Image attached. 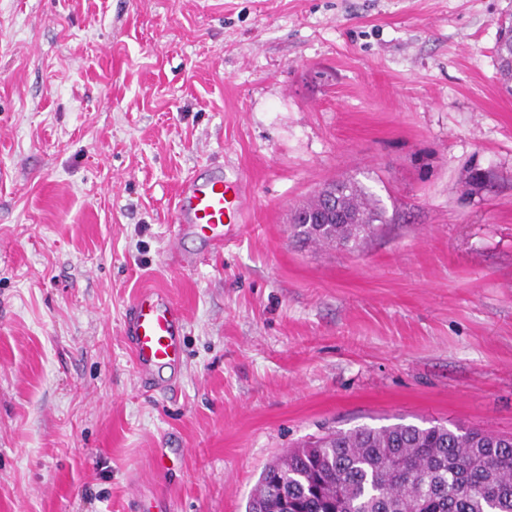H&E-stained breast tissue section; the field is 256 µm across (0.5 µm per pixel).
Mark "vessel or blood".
Instances as JSON below:
<instances>
[{"label": "vessel or blood", "mask_w": 512, "mask_h": 512, "mask_svg": "<svg viewBox=\"0 0 512 512\" xmlns=\"http://www.w3.org/2000/svg\"><path fill=\"white\" fill-rule=\"evenodd\" d=\"M244 184L221 176L184 182L178 191L175 222L180 230L210 229L216 246L224 244V226L241 217ZM185 316L165 292L149 290L134 300L124 333L141 377L159 391L176 389V380L156 381L157 371L179 363Z\"/></svg>", "instance_id": "obj_1"}]
</instances>
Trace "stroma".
I'll return each mask as SVG.
<instances>
[{
	"label": "stroma",
	"instance_id": "35a3bbf8",
	"mask_svg": "<svg viewBox=\"0 0 512 512\" xmlns=\"http://www.w3.org/2000/svg\"><path fill=\"white\" fill-rule=\"evenodd\" d=\"M512 0H0V512H245L328 429L512 433ZM249 205L193 266L179 185ZM481 181L470 179L471 170ZM352 180L387 221L296 246ZM185 313L178 389L124 334ZM496 52L500 81L508 91L512 92V38L508 36V32L501 41H497ZM185 316L182 309L159 290L141 293L124 323V333L141 377L159 391L177 388L175 379L156 381L155 371L176 366L181 357Z\"/></svg>",
	"mask_w": 512,
	"mask_h": 512
}]
</instances>
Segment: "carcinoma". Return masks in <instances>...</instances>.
<instances>
[{"instance_id": "carcinoma-1", "label": "carcinoma", "mask_w": 512, "mask_h": 512, "mask_svg": "<svg viewBox=\"0 0 512 512\" xmlns=\"http://www.w3.org/2000/svg\"><path fill=\"white\" fill-rule=\"evenodd\" d=\"M500 81L512 92V38L497 42ZM336 185V218L312 232L291 225L300 245L354 248L387 223L366 188ZM512 512V436L436 420L331 430L272 461L246 512Z\"/></svg>"}]
</instances>
